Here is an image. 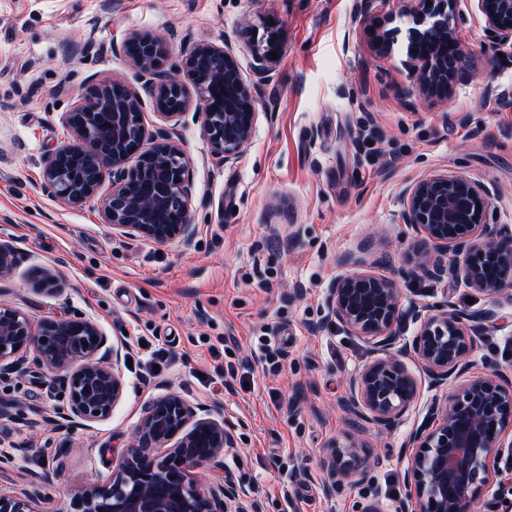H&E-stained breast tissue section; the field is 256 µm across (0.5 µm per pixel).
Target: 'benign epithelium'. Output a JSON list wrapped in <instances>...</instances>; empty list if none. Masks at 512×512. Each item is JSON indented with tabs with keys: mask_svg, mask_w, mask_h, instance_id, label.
I'll use <instances>...</instances> for the list:
<instances>
[{
	"mask_svg": "<svg viewBox=\"0 0 512 512\" xmlns=\"http://www.w3.org/2000/svg\"><path fill=\"white\" fill-rule=\"evenodd\" d=\"M409 2L400 10L414 24L403 64L420 67L423 98L444 99L470 71L454 38V0ZM477 8L493 40L512 48V0H477ZM281 49L280 29L267 27L265 37L251 45L255 80L249 81L232 47L189 42L180 64L188 86L178 72L165 69L168 48L162 38L129 34L118 51L145 79L163 126L149 129L142 99L127 85L91 84L65 113L72 142L47 156L45 189L67 204L82 205L98 197L109 178L102 213L112 229L161 243H190L191 166L178 137L180 118L197 97L212 153L234 164L256 128L257 89L275 63L268 53ZM489 209L486 189L459 175H431L407 190L404 222L436 249V256L420 262L425 276L442 282L452 275L487 296L512 288V233L488 223ZM327 304L330 317L381 352L349 379L348 394L358 415L383 425L400 421L417 399V381L403 356L414 355L439 387L465 374L479 345V315L454 308L447 295L430 313L416 305L402 311L396 282L386 277L338 275ZM404 316L420 323V330L402 342L394 325ZM124 349L109 343L89 317L35 327L18 311L0 307V376L23 370L25 354L34 351L38 368L60 379L68 392V422H96L111 414L125 390ZM408 443L414 453L404 472L407 495L399 512H482V495L499 476L490 462L512 449V377L501 370L471 376L444 399H433ZM231 445L223 423L197 417L176 395L159 397L135 428L112 484L85 488L73 499L74 512H223L222 498L235 497L237 488L226 483L205 493L187 483L185 472L212 462ZM370 464L371 453L348 433L332 443L322 467L334 482Z\"/></svg>",
	"mask_w": 512,
	"mask_h": 512,
	"instance_id": "7a95c632",
	"label": "benign epithelium"
}]
</instances>
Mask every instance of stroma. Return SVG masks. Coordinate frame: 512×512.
Instances as JSON below:
<instances>
[{
  "label": "stroma",
  "instance_id": "35a3bbf8",
  "mask_svg": "<svg viewBox=\"0 0 512 512\" xmlns=\"http://www.w3.org/2000/svg\"><path fill=\"white\" fill-rule=\"evenodd\" d=\"M359 0H0V242L16 250L0 276V303L33 324L85 316L128 344L124 396L102 421L62 424L60 382L37 370L0 377V492L27 512H70L74 494L109 486L131 433L158 396L214 410L232 437L199 486L236 485L224 512H398L386 484L402 482L405 443L438 391L415 360L419 396L396 427L356 419L346 384L374 348L330 322L336 276L354 270L396 279L402 306L489 311L472 357L475 375L512 368V290L472 294L460 281L400 277L428 244L403 220L404 195L433 174H457L490 192L489 223L512 232V50L489 37L475 0H455L453 28L472 72L445 100L423 102L404 62L410 18L403 0H378L391 52L370 47ZM283 50L259 86L258 121L238 161L211 151L196 110L178 131L192 170V245L113 230L100 201L65 206L43 186L48 154L70 140L62 117L90 84L120 80L149 92L114 44L129 33L166 39L169 64L187 40L231 44L245 77L249 45L266 24ZM50 270L49 292L31 279ZM148 347L136 348L137 338ZM266 338L277 371L255 370L235 391L228 368L255 359ZM156 377L142 384L141 373ZM380 456L361 478L326 486L322 459L341 433ZM295 471L283 483L282 469Z\"/></svg>",
  "mask_w": 512,
  "mask_h": 512
}]
</instances>
